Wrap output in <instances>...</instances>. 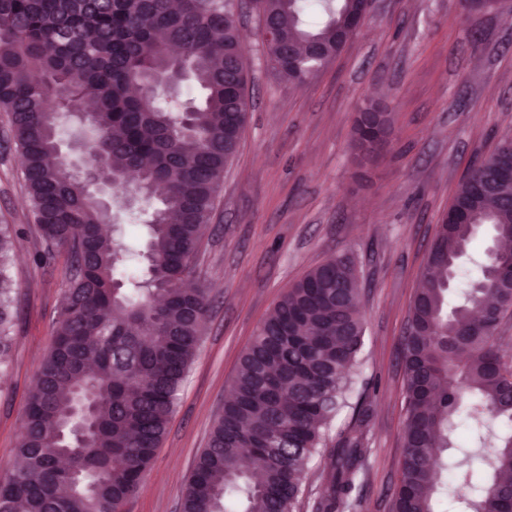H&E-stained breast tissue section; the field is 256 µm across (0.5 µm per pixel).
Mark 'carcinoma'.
<instances>
[{"label": "carcinoma", "mask_w": 512, "mask_h": 512, "mask_svg": "<svg viewBox=\"0 0 512 512\" xmlns=\"http://www.w3.org/2000/svg\"><path fill=\"white\" fill-rule=\"evenodd\" d=\"M276 26L267 62L303 85L339 55L359 0H252ZM235 0H0V112L10 116L33 223L63 249L68 281L55 341L28 398L22 465L0 482V512H122L143 485L199 347L211 290L187 288L191 263L246 123ZM175 45L181 58L164 50ZM303 61L288 66V52ZM200 91L193 111L178 71ZM96 103L94 109L86 101ZM360 112L389 108L371 100ZM355 153L391 143L355 121ZM109 184L103 195L86 170ZM484 230L496 256L462 271ZM512 138L458 185L429 246L404 336V456L392 512H512V373L494 314L512 308ZM12 227L0 224V365L15 320ZM468 287L448 306L451 279ZM360 282L346 255L290 286L242 353L232 395L199 454L182 512H297L313 460L352 407L364 347ZM95 368L88 370L85 363ZM469 422L473 447L445 455ZM363 433H340L316 512H340L358 487ZM258 463L256 476L252 463Z\"/></svg>", "instance_id": "obj_1"}]
</instances>
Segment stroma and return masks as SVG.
Wrapping results in <instances>:
<instances>
[{
	"mask_svg": "<svg viewBox=\"0 0 512 512\" xmlns=\"http://www.w3.org/2000/svg\"><path fill=\"white\" fill-rule=\"evenodd\" d=\"M249 100L218 210L192 284L216 298L181 400L123 512H181L243 351L282 294L329 257L360 276L367 456L351 512H391L404 453L402 340L428 247L469 165L512 137V0H487L476 22L460 0H373L365 25L315 79L296 85L265 62L258 16L240 11ZM379 98L394 146L367 163L350 149L356 112ZM0 224L13 240L16 325L0 369V478L16 461L22 421L54 342L65 252L44 263L23 165L0 112Z\"/></svg>",
	"mask_w": 512,
	"mask_h": 512,
	"instance_id": "stroma-1",
	"label": "stroma"
}]
</instances>
